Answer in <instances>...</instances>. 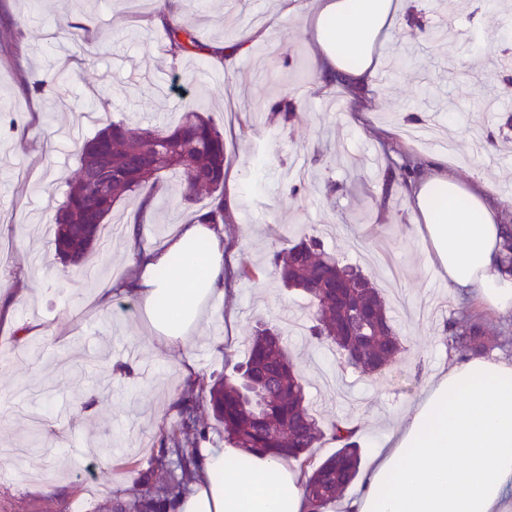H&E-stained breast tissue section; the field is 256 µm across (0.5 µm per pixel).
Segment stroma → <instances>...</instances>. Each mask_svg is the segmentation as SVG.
<instances>
[{
  "label": "stroma",
  "instance_id": "35a3bbf8",
  "mask_svg": "<svg viewBox=\"0 0 512 512\" xmlns=\"http://www.w3.org/2000/svg\"><path fill=\"white\" fill-rule=\"evenodd\" d=\"M209 46L267 29L271 45L251 46L232 72L208 54L172 60L152 14V0H0V289L27 272L30 294L14 320L46 328L41 355L20 348L0 329V448L26 455L0 462V512H110L139 493L162 426L176 420L184 368L231 373L244 359L257 321L278 326L302 373L306 399L320 424L362 419L359 443L370 451L424 384V373L445 367L455 350L444 330L460 315L457 289L429 262L410 231V206L388 172L386 148L420 158L444 152L442 141L406 132L412 113L434 114L453 143L448 169L464 184L490 183L512 208V85L499 76L498 49L512 45V0H406L403 31L394 38L397 63L371 92L367 114L354 112L342 86L319 87L306 21L272 0H170ZM87 22L89 48L55 21ZM46 79L42 93L26 81ZM202 101L240 175L238 206L224 233L265 269L260 281L240 280L223 304L209 308L204 333L188 359L157 355V334L136 302L118 297L99 313L90 278L108 285L128 272L122 227L139 199L116 204L112 235L81 267H64L54 251L48 218L78 171L77 151L98 129L89 114L147 127L178 120L179 87ZM296 104L289 123L274 118L282 97ZM494 146L474 148L478 130ZM263 166H256L257 157ZM172 178L156 190L149 242L161 244L187 223ZM319 237L345 264L368 275L382 292L404 349L382 372L361 374L341 351L292 330L290 315H310L307 294L284 288L267 265L273 251ZM235 307L228 327L225 307ZM89 407H82V400ZM112 451L111 459L100 449ZM36 482L59 488L32 492Z\"/></svg>",
  "mask_w": 512,
  "mask_h": 512
}]
</instances>
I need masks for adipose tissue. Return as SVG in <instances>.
<instances>
[{
	"label": "adipose tissue",
	"instance_id": "adipose-tissue-1",
	"mask_svg": "<svg viewBox=\"0 0 512 512\" xmlns=\"http://www.w3.org/2000/svg\"><path fill=\"white\" fill-rule=\"evenodd\" d=\"M402 0H316L319 85H350L365 110L380 60L375 45L399 34ZM413 231L450 287L492 316L512 312V275L497 266L504 212L484 183H459L433 156L404 186ZM147 229L124 227L125 283L95 291L100 311L135 298L163 338L160 353L186 350L202 333L201 307L232 290L238 249L224 227L183 224L164 248L138 250ZM341 512H512V361L457 356L429 374L408 412L364 459ZM304 470L270 453L203 448L195 482L173 512H312Z\"/></svg>",
	"mask_w": 512,
	"mask_h": 512
}]
</instances>
